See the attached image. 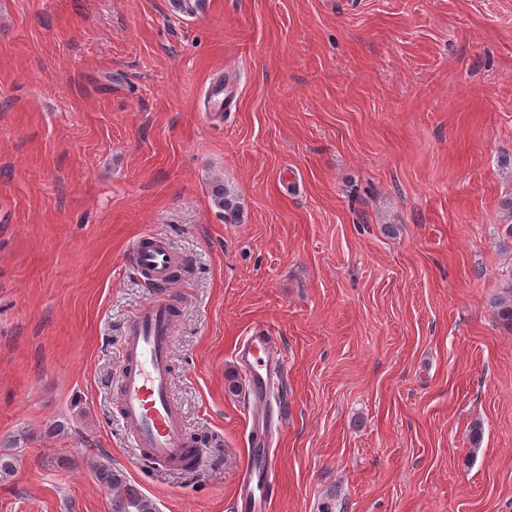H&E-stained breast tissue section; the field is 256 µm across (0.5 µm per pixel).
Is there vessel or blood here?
I'll list each match as a JSON object with an SVG mask.
<instances>
[{"instance_id": "1", "label": "vessel or blood", "mask_w": 512, "mask_h": 512, "mask_svg": "<svg viewBox=\"0 0 512 512\" xmlns=\"http://www.w3.org/2000/svg\"><path fill=\"white\" fill-rule=\"evenodd\" d=\"M129 258L151 283L165 287L179 261L174 249L155 235L136 239L129 248ZM174 327L175 317L165 295L154 294L129 319L121 349L120 415L137 459L156 467L173 466L194 455V442L184 433L172 400ZM278 344L269 327L257 326L241 340L235 353L252 393L248 402L251 415L259 421L267 417L268 391L274 376L286 369Z\"/></svg>"}]
</instances>
